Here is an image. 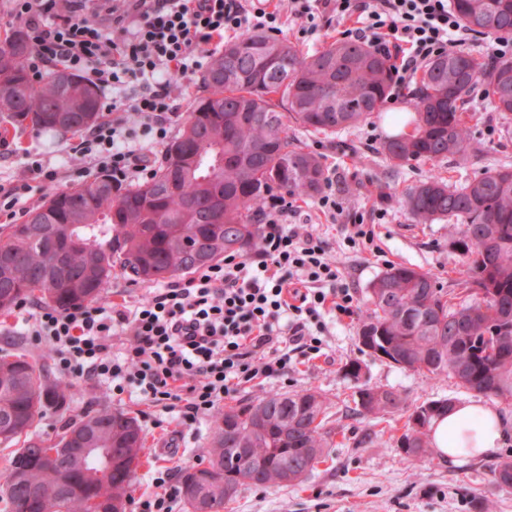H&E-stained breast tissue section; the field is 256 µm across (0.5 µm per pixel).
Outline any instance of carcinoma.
<instances>
[{
    "mask_svg": "<svg viewBox=\"0 0 512 512\" xmlns=\"http://www.w3.org/2000/svg\"><path fill=\"white\" fill-rule=\"evenodd\" d=\"M452 6L475 33L512 34V0H452ZM240 45L253 51L226 58ZM31 52L20 28L0 41V123H28L66 135L86 130L80 123L85 112L101 118L94 82L67 71L35 81L27 67ZM258 55L276 57L278 66L256 85L248 75ZM202 81L207 95L189 112L150 181L122 189L102 173L50 191L24 222L0 235V314L33 299L58 310L99 301L117 266L133 281L161 283L227 254L247 253L262 234L255 212L265 195L286 190L312 197L329 181L320 157L293 142L292 128L332 135L359 125L393 89L390 59L363 42L336 41L305 56L261 30L243 34L213 55ZM476 84L491 90L493 110L511 120L512 58L486 63L449 50L422 70L412 129L383 143L390 165L446 158L471 162L478 151L470 126L475 114L461 104ZM172 167L182 173L174 191L166 188ZM401 199L414 224L444 220L457 225L453 244L463 257V277L447 290L429 271L389 267L367 289L359 335L386 337L395 364L408 357L406 370L427 379L444 375L468 391L512 402V347L493 356L475 345L493 329L512 336V168H488L459 186L432 175L406 188ZM198 237L211 243L204 262L187 250ZM457 288L475 292V298L451 303ZM358 393L367 396L357 402L364 418L404 412L405 400L393 389L365 384ZM44 395L63 412L71 385L49 379L23 353L0 356L1 444L8 447L27 433L46 410ZM327 409L320 393L306 390L270 393L224 410L214 420L207 466L184 469L181 484L194 477L202 503L219 512L224 484L242 485V466L224 468V458L241 448L270 458L272 470L257 477L261 486L283 485L284 472L290 474L288 484H297L291 475L309 474L332 445L324 427ZM449 410L446 406L429 416L421 429L405 421L403 453L419 463L431 459L433 423ZM66 434L85 448H123L122 462L97 480L86 479L78 468L58 478L36 452L26 458L13 453L7 472L25 467L30 483L0 489L9 512H86L89 499L129 497L146 455L138 418L102 408L70 424ZM491 476L496 487L511 491L512 456L498 458Z\"/></svg>",
    "mask_w": 512,
    "mask_h": 512,
    "instance_id": "carcinoma-1",
    "label": "carcinoma"
}]
</instances>
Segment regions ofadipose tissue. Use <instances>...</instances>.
<instances>
[{"instance_id":"ef3b65f1","label":"adipose tissue","mask_w":512,"mask_h":512,"mask_svg":"<svg viewBox=\"0 0 512 512\" xmlns=\"http://www.w3.org/2000/svg\"><path fill=\"white\" fill-rule=\"evenodd\" d=\"M433 437L443 458L480 457L500 445L501 417L488 406L459 405L436 422Z\"/></svg>"}]
</instances>
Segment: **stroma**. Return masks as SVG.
Masks as SVG:
<instances>
[{
  "instance_id": "obj_1",
  "label": "stroma",
  "mask_w": 512,
  "mask_h": 512,
  "mask_svg": "<svg viewBox=\"0 0 512 512\" xmlns=\"http://www.w3.org/2000/svg\"><path fill=\"white\" fill-rule=\"evenodd\" d=\"M465 108L473 112V135L479 157L474 164L461 165L444 159L431 164L415 162L394 168L385 160L381 144L388 137L387 121L394 113H412L410 92L391 98L382 111L373 113L364 124L333 135L312 134L295 128L298 145L317 153L336 188L341 210L324 215L316 198H296L288 213L292 224L312 225L328 245L341 270L342 279L356 291L359 302L352 317H340L322 310L326 331L319 354H295L284 376L256 380L225 398V406L256 400L271 392H295L309 388L320 391L329 402L327 427L333 448L326 460L297 485L266 488L243 485L236 497L225 503L222 512H481L484 501H493L495 512H512V491L499 490L491 481L490 469L497 457L512 455V404L496 403L503 420L504 443L480 458L433 459L417 466L396 444L402 422L386 417L376 422L355 416L354 400L360 383L397 390L410 405L450 398L457 403H479L483 397L458 388L452 379L433 380L403 370L392 362L361 351L358 329L365 315L363 303L369 284L389 265L403 264L437 274L442 284L459 276L462 257L452 244L448 222L415 224L397 202L399 194L416 181L437 174L454 184H462L487 168L512 167V120H504L490 105L489 97L472 92ZM0 185L9 186L24 176L26 156H38L55 168L52 181L34 183L21 201L22 211L41 204L56 188L74 185L70 168L79 166L74 152L77 137L36 131L26 126L9 127L0 134ZM382 211L375 227L373 244L364 248L346 246L344 238L356 214ZM155 292L150 283L130 281L114 270L105 292L104 307L134 309ZM39 301L30 300L10 315L0 316V355L25 353L46 366L52 378L60 373L51 347L34 344L28 334L35 321ZM362 364L360 380L346 375L351 360ZM72 400L66 413L46 411L36 419L32 432L46 441L56 440L67 423L85 413L104 407L122 409L136 416L142 426L148 454L137 470L133 499L157 494L152 477L156 469L181 468L206 462L212 416H204L194 426L184 425L174 410H166L141 400L137 394L116 395L94 380L73 379Z\"/></svg>"
}]
</instances>
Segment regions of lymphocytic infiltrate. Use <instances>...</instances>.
<instances>
[{"label":"lymphocytic infiltrate","instance_id":"1","mask_svg":"<svg viewBox=\"0 0 512 512\" xmlns=\"http://www.w3.org/2000/svg\"><path fill=\"white\" fill-rule=\"evenodd\" d=\"M25 23L34 76L53 66L86 76L109 97L105 119L78 145L86 166L111 173L116 186L151 178L153 170L127 128L135 114L153 143L168 140L179 103L171 79L202 70L213 48L253 29L281 31L284 17L301 20V37L339 22L343 37L364 41L393 58L394 82L408 84L422 62L472 42L450 0H112L105 13L75 0H9ZM56 172L29 158L25 177L0 186V213L13 215L35 179ZM285 196L259 209L260 245L248 258L225 256L184 282L158 288L134 310L85 305L40 310L35 334L57 347L65 375L94 379L122 391L136 385L150 403L178 409L194 424L224 398L256 379L283 375L292 350L319 353L311 330L320 309L354 313V291L308 225L288 224ZM123 337L113 351V337Z\"/></svg>","mask_w":512,"mask_h":512}]
</instances>
